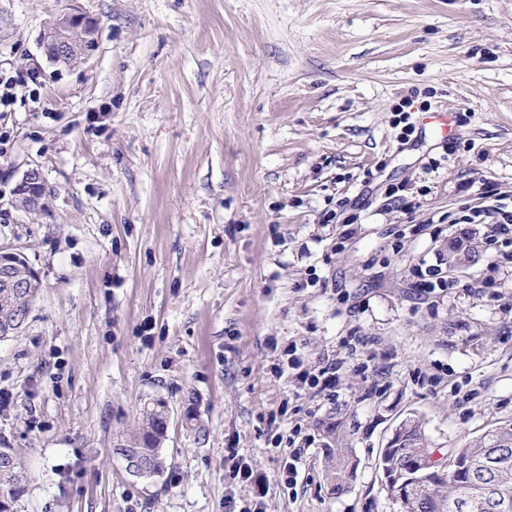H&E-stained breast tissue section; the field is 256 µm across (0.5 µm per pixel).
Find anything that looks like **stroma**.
Masks as SVG:
<instances>
[{"label": "stroma", "mask_w": 512, "mask_h": 512, "mask_svg": "<svg viewBox=\"0 0 512 512\" xmlns=\"http://www.w3.org/2000/svg\"><path fill=\"white\" fill-rule=\"evenodd\" d=\"M71 8L96 47L54 64L38 36ZM31 69L0 106V245L42 280L0 341L20 512L245 510L241 461L265 512H399L380 454L401 421L445 452L512 420V262L485 243L448 268L466 215L512 210V0H0V73ZM31 165L52 194L24 212ZM293 345L343 359L330 393ZM159 399L166 467L139 479L113 445ZM329 418L358 461L340 496ZM296 352L297 347H292L288 349L286 355L289 356L288 365L294 370H299L297 373L298 378L318 391L331 388L336 378V372L341 367V362L336 360L329 362L328 360L325 365L305 367L303 360L296 355Z\"/></svg>", "instance_id": "obj_1"}]
</instances>
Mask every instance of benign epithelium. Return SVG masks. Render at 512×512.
Returning <instances> with one entry per match:
<instances>
[{"label":"benign epithelium","instance_id":"benign-epithelium-1","mask_svg":"<svg viewBox=\"0 0 512 512\" xmlns=\"http://www.w3.org/2000/svg\"><path fill=\"white\" fill-rule=\"evenodd\" d=\"M97 24L82 12L73 9L59 15L39 36V45L46 59L54 64H71L88 55L95 46ZM42 170L37 165L28 166L17 179L14 190L24 211L44 208ZM40 286L39 271L31 265L23 252L17 249H0V288H24L34 296ZM384 485L403 491L408 480L394 466H382Z\"/></svg>","mask_w":512,"mask_h":512}]
</instances>
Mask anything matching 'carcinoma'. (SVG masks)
Instances as JSON below:
<instances>
[{
    "instance_id": "obj_1",
    "label": "carcinoma",
    "mask_w": 512,
    "mask_h": 512,
    "mask_svg": "<svg viewBox=\"0 0 512 512\" xmlns=\"http://www.w3.org/2000/svg\"><path fill=\"white\" fill-rule=\"evenodd\" d=\"M466 254L475 262L480 257L477 229L466 227L448 239V265L458 264V256ZM30 312V300L24 294H0V335L13 329ZM141 428L120 436L115 451L120 456L134 454L141 463V478L162 473V446L168 427V409L158 401L146 412ZM328 446L324 448V476L331 493L348 491V468H357L352 449L339 443L340 435L333 422L322 423ZM433 455L438 449L429 441L419 420L402 422L388 455L409 477L415 474L416 451ZM441 471L417 482L412 493L391 494L400 512H497L486 506L487 497L495 495L512 503V421H505L487 435L464 448H453L437 460ZM28 470L24 457L15 448L0 445V512H17V504L28 486Z\"/></svg>"
}]
</instances>
